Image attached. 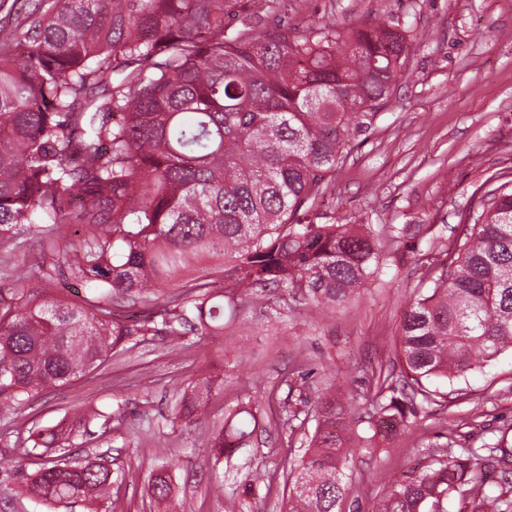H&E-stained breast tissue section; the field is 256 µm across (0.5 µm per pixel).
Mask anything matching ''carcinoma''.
I'll list each match as a JSON object with an SVG mask.
<instances>
[{
	"label": "carcinoma",
	"mask_w": 512,
	"mask_h": 512,
	"mask_svg": "<svg viewBox=\"0 0 512 512\" xmlns=\"http://www.w3.org/2000/svg\"><path fill=\"white\" fill-rule=\"evenodd\" d=\"M252 0H36L0 40V246L27 232L32 264L0 285V416L98 368L148 336L219 337L243 297L271 288L305 305L347 303L377 272L367 224H315L307 213L372 124L406 60L391 22L356 28L286 24L224 34ZM119 79L101 86L103 71ZM71 233L62 269L56 240ZM220 258L222 265H201ZM83 290L67 295L60 277ZM512 352V181L484 192L448 267L403 311L399 375L382 378L371 430L405 423L448 395L432 388ZM184 391L178 417H206ZM388 395H382L385 389ZM310 404L308 460L290 469L288 512H344L350 415L333 391ZM241 402L210 441L219 462L253 441ZM88 433L34 429L14 472L50 508L110 497L105 457L72 464ZM56 456L33 474L26 462ZM172 497L167 462L149 480ZM472 451L433 456L372 512H447L464 490L496 512Z\"/></svg>",
	"instance_id": "obj_1"
}]
</instances>
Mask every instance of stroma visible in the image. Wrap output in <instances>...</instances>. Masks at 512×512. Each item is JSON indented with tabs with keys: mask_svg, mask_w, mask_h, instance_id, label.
I'll return each instance as SVG.
<instances>
[{
	"mask_svg": "<svg viewBox=\"0 0 512 512\" xmlns=\"http://www.w3.org/2000/svg\"><path fill=\"white\" fill-rule=\"evenodd\" d=\"M290 25L399 24L410 45L404 71L310 212L317 224H369L379 274L345 306L321 309L291 298L248 295L222 338L156 336L113 356L103 368L23 405L0 430L26 437L35 424L96 408L110 429L92 424L73 449L87 461L110 452L112 498L105 512H158L148 493L155 444L167 445L176 512H285L278 490L245 492L255 469L282 470L304 456L313 418L304 398L337 385L359 438L345 469L347 502L370 512L405 472L440 453L469 448L501 512H512V472L490 449L512 448V354L445 384L451 402L408 419L388 439L372 438L362 416L376 389L375 369L396 362L395 339L414 289L448 261L468 220L480 210L485 182L512 180V0H288ZM223 374L206 402L215 424L224 410L250 402L269 422L253 445L207 464L211 428L174 418L190 382ZM293 380L292 393L281 385ZM15 450L0 441V512H47L17 493Z\"/></svg>",
	"mask_w": 512,
	"mask_h": 512,
	"instance_id": "stroma-1",
	"label": "stroma"
}]
</instances>
